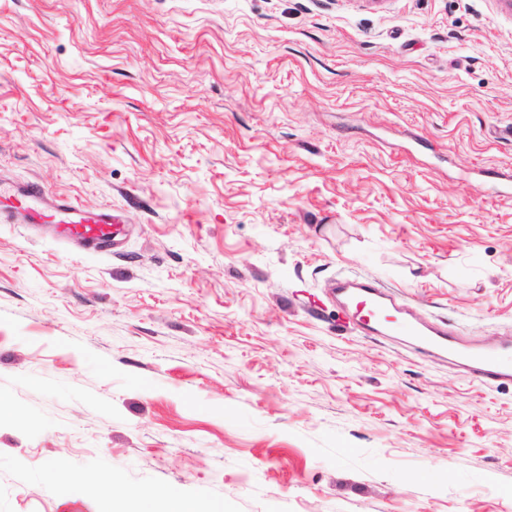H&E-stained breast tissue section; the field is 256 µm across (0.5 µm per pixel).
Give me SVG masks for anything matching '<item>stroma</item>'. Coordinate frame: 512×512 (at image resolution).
I'll return each mask as SVG.
<instances>
[{
	"label": "stroma",
	"mask_w": 512,
	"mask_h": 512,
	"mask_svg": "<svg viewBox=\"0 0 512 512\" xmlns=\"http://www.w3.org/2000/svg\"><path fill=\"white\" fill-rule=\"evenodd\" d=\"M501 172L503 0H0V188L120 217L0 223V512H512V381L331 293L512 340ZM19 198L20 207L14 203L4 204L3 210L8 218L20 215L30 224H44L46 218L64 215L65 218L55 225L59 234L66 240L72 241L84 249L103 250L112 246L113 227L120 224L119 217L112 213V208H105L94 213H85L71 202L54 200L47 197L40 186L27 184L17 188L15 194ZM28 201L37 202L40 206L27 205ZM49 213H51L49 215ZM336 295L344 307L355 305L366 309L369 315L364 324L376 335L384 331H401L405 336H411L417 349L424 354L448 355L459 365L465 367L470 377L482 385L512 379V364L508 359L512 356V341L497 347H472L465 345L448 329L437 324L415 321L407 316H400L402 323L399 327H384L378 314L393 310L396 313L409 315L407 310L396 304L393 297L366 281L336 282ZM372 322V325H369ZM161 510L150 509L149 512H214L211 508H206L202 503L178 494H165L159 496Z\"/></svg>",
	"instance_id": "obj_1"
}]
</instances>
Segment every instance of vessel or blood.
<instances>
[{"label":"vessel or blood","instance_id":"vessel-or-blood-1","mask_svg":"<svg viewBox=\"0 0 512 512\" xmlns=\"http://www.w3.org/2000/svg\"><path fill=\"white\" fill-rule=\"evenodd\" d=\"M16 203L1 207L6 215L22 217L32 224L44 223L51 215L59 216V234L66 240L83 248L103 250L111 247L113 228L119 222L111 209L105 208L85 213L71 202L47 197L40 186L27 184L17 188ZM337 296L344 306H358L366 309L374 334L384 331L378 315L396 309L393 297L366 281H338ZM400 331L410 336L417 349L424 354L447 355L465 367L471 378L483 385L512 379V342L497 347H472L465 345L447 329L436 324L424 323L403 317Z\"/></svg>","mask_w":512,"mask_h":512}]
</instances>
